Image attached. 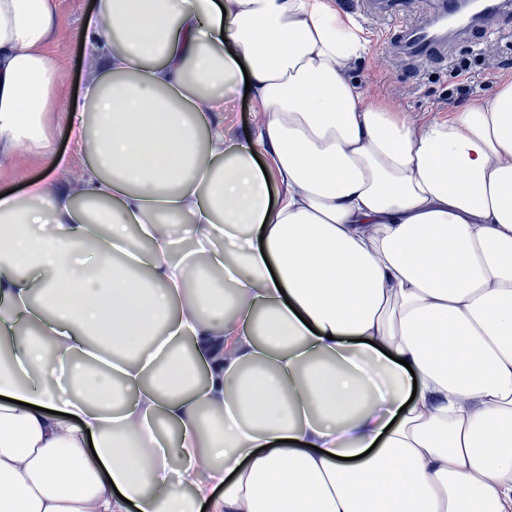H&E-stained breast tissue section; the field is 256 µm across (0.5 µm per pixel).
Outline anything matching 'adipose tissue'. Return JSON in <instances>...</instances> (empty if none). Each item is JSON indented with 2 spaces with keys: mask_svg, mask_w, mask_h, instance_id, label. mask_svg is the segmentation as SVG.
<instances>
[{
  "mask_svg": "<svg viewBox=\"0 0 512 512\" xmlns=\"http://www.w3.org/2000/svg\"><path fill=\"white\" fill-rule=\"evenodd\" d=\"M56 24L0 0V156L50 147ZM81 44L78 184L0 198V512H512V80L415 126L327 0H97ZM221 111L224 114V135L227 138H234L244 131L257 136L264 128L266 116L263 112H257L256 103L253 97L245 94V83L239 79L232 86L219 89Z\"/></svg>",
  "mask_w": 512,
  "mask_h": 512,
  "instance_id": "obj_1",
  "label": "adipose tissue"
}]
</instances>
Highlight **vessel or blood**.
I'll use <instances>...</instances> for the list:
<instances>
[{"instance_id":"obj_1","label":"vessel or blood","mask_w":512,"mask_h":512,"mask_svg":"<svg viewBox=\"0 0 512 512\" xmlns=\"http://www.w3.org/2000/svg\"><path fill=\"white\" fill-rule=\"evenodd\" d=\"M512 16V0H478L474 10L464 11L461 0H438V9L430 21L412 27L405 35L404 53L430 52L448 35L466 36L487 26L500 24Z\"/></svg>"}]
</instances>
